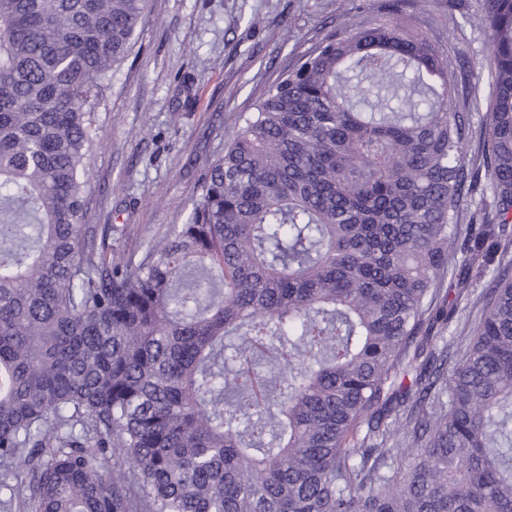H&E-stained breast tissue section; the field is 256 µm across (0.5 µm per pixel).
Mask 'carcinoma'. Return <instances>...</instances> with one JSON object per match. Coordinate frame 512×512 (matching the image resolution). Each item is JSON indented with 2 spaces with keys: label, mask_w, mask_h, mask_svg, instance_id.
<instances>
[{
  "label": "carcinoma",
  "mask_w": 512,
  "mask_h": 512,
  "mask_svg": "<svg viewBox=\"0 0 512 512\" xmlns=\"http://www.w3.org/2000/svg\"><path fill=\"white\" fill-rule=\"evenodd\" d=\"M402 8L325 33L240 114L185 222L119 248L85 223L86 160L148 0H0L17 512H512V0L478 22V132ZM474 269L482 313L446 336L444 287Z\"/></svg>",
  "instance_id": "1"
}]
</instances>
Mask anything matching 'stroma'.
Masks as SVG:
<instances>
[{
    "label": "stroma",
    "instance_id": "stroma-1",
    "mask_svg": "<svg viewBox=\"0 0 512 512\" xmlns=\"http://www.w3.org/2000/svg\"><path fill=\"white\" fill-rule=\"evenodd\" d=\"M386 0H150L149 17L95 110L101 140L88 160L89 224H119L133 245L183 223L198 179L224 149L240 113L309 51L328 27L378 15ZM486 0H419L414 27L448 52L459 83L478 97L459 110L481 127L487 47Z\"/></svg>",
    "mask_w": 512,
    "mask_h": 512
}]
</instances>
